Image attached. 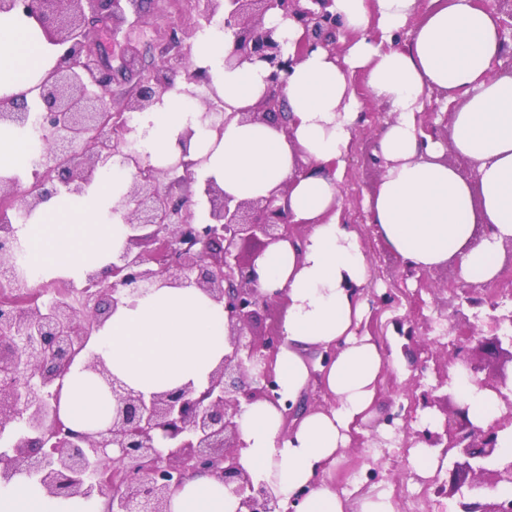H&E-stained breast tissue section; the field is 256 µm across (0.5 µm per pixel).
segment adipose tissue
Masks as SVG:
<instances>
[{"instance_id": "ef3b65f1", "label": "adipose tissue", "mask_w": 512, "mask_h": 512, "mask_svg": "<svg viewBox=\"0 0 512 512\" xmlns=\"http://www.w3.org/2000/svg\"><path fill=\"white\" fill-rule=\"evenodd\" d=\"M331 10L354 39L345 54L319 47L294 66L282 90L287 125L245 119L266 92L267 72L258 63L225 66L228 30L202 34L191 47L230 115L223 132L200 124L199 103L178 82L160 104L137 113L135 125L152 166L166 168L185 156L195 161L196 176L214 180L233 200L285 195L292 222L306 227L302 240L274 242L259 257V287L288 299L286 343L275 362L283 394L296 399L316 379L334 403L289 426L266 401L247 406L239 419L242 465L279 501L307 489L298 512H345L344 499L321 475L350 444L390 366L373 337L356 332L370 260L356 231L341 222L343 167L361 123L354 72L364 71L389 114L374 150L379 178L366 200L387 248L421 270L458 261L464 280L483 284L496 278L503 246L512 242V76L494 72L504 50L496 10L485 0H430L421 16L417 0H334ZM412 19L410 40L397 46ZM58 55L33 19L0 13V93L27 91ZM434 89L448 91L455 103L443 141L417 122ZM448 149L472 163V178L443 162ZM31 151L24 132L0 125V177L31 181ZM133 174L117 166L101 170L82 194L52 196L17 224L40 279L83 283L123 251V202ZM89 346L129 389L148 395L189 384L200 392L229 350L224 306L192 285L153 288L125 298ZM331 347L330 365L307 357ZM114 407L100 379L75 363L60 404L71 426L98 431ZM238 510L237 497L207 474L186 481L168 503V512ZM0 512H105V500L52 498L20 475L0 486Z\"/></svg>"}]
</instances>
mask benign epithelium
<instances>
[{
    "mask_svg": "<svg viewBox=\"0 0 512 512\" xmlns=\"http://www.w3.org/2000/svg\"><path fill=\"white\" fill-rule=\"evenodd\" d=\"M333 0H200L199 17L207 24L220 16L233 32V45L224 58L227 67L244 61L267 70V92L256 107L243 113L249 121L282 116L281 91L302 55L324 47L336 49L339 22L330 11ZM20 10L35 19L46 39L61 47L56 64L41 85L40 99L45 147L33 182L24 187L15 178L0 177V200L30 214L44 199L60 193L80 194L102 169L134 167L132 187L124 202L127 245L105 271L87 275L75 298H54L0 310V485L15 475L34 478L55 497L90 499L104 495V475L114 488L107 512H167L170 496L187 480L211 474L239 499V512H296L306 496L301 490L287 507L278 505L268 486L253 480L241 464L246 444L239 418L256 401L275 405L281 399L274 370L284 344L280 330L258 337L252 323L259 310L283 299V293L258 289L256 260L269 244L300 239L288 209L277 197L235 202L212 180L199 186L198 196L210 205L211 222L197 224L190 196L177 194L196 182L194 161L180 160L166 169L130 159L133 129L108 101L112 87L133 91L130 112H145L162 102L172 87L169 73L184 71V92L203 107L201 122L220 132L224 103L208 70L193 64L189 50L173 36L161 44L162 65L146 78L135 63L142 34L139 0H0V13ZM278 13L293 20L303 37L288 53L276 28L264 19ZM30 117L18 95H0V124L25 125ZM0 273L18 288H29L14 267L18 238L7 213L0 214ZM253 241L262 249L250 255L241 245ZM157 284L195 285L224 303L230 352L212 373L208 387L191 386L146 397L127 388L87 345L94 327L106 319L121 298L144 293ZM512 311L493 318L481 351L512 355ZM407 351L418 343L435 349L458 374L479 390L500 400L499 415L483 426L469 418L470 405L460 399L444 409L442 431L426 427L415 441L465 458L452 469L453 480L470 472L475 480L512 486V456L503 455L501 433L512 428V389L503 392L506 377H479L476 353L459 341L449 345L417 334L414 324L394 320ZM508 348H503V345ZM112 393L116 406L108 425L94 433L76 431L61 419L63 380L79 357ZM309 397L284 402L285 425L303 416ZM459 512H512V498L492 504L459 503Z\"/></svg>",
    "mask_w": 512,
    "mask_h": 512,
    "instance_id": "benign-epithelium-1",
    "label": "benign epithelium"
}]
</instances>
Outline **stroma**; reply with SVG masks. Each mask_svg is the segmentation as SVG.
<instances>
[{"label":"stroma","mask_w":512,"mask_h":512,"mask_svg":"<svg viewBox=\"0 0 512 512\" xmlns=\"http://www.w3.org/2000/svg\"><path fill=\"white\" fill-rule=\"evenodd\" d=\"M142 9L158 19L157 29L147 31L144 37L148 45L144 53L146 63H159L154 45L160 37L174 32L189 46L202 32L197 12L175 4L174 0H142ZM351 85L361 105L362 123L345 159L342 221L356 230L370 259L372 294L389 293L396 298L388 308L368 309L359 331L390 348L397 364L383 372L371 415L353 432L351 443L330 467L326 478L342 494L347 512H357L363 497L379 493L390 495L396 512H446L448 506L457 505L462 498L493 502L505 494V487L458 491L451 480V460H444L431 473L419 472L410 460L406 432L395 431L385 424L384 418L403 405L409 409V429L418 428L432 411L412 408L411 396L417 389L425 390L436 383L434 360L428 359L420 347L403 352V341L393 329V319L411 321L422 334L443 343L488 333L491 314L488 299H496L500 313L512 312V262L504 263L493 281L476 285L480 301L474 305L467 302L461 289L463 279L456 263L425 271L423 277L431 282L427 288L419 285L423 277L407 276L405 262L390 252L377 236L364 208V200L374 190L379 177L373 146L388 114L369 91L363 71L352 75ZM375 431L388 438L387 447L374 446L371 434ZM440 486L446 488V495H437Z\"/></svg>","instance_id":"35a3bbf8"}]
</instances>
